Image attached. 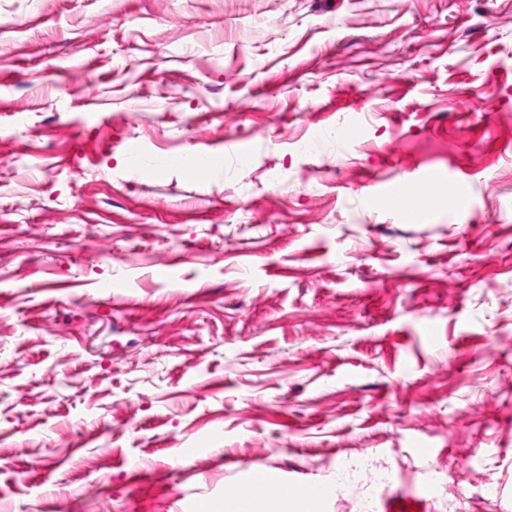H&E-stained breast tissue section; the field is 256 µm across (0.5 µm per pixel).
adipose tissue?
<instances>
[{
  "label": "adipose tissue",
  "instance_id": "adipose-tissue-1",
  "mask_svg": "<svg viewBox=\"0 0 512 512\" xmlns=\"http://www.w3.org/2000/svg\"><path fill=\"white\" fill-rule=\"evenodd\" d=\"M328 496L324 485L292 488L273 496L244 497L235 493L224 503L208 505L206 512H312L314 504Z\"/></svg>",
  "mask_w": 512,
  "mask_h": 512
}]
</instances>
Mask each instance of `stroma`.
Instances as JSON below:
<instances>
[{
  "label": "stroma",
  "instance_id": "stroma-1",
  "mask_svg": "<svg viewBox=\"0 0 512 512\" xmlns=\"http://www.w3.org/2000/svg\"><path fill=\"white\" fill-rule=\"evenodd\" d=\"M349 458L512 512V0H0V512Z\"/></svg>",
  "mask_w": 512,
  "mask_h": 512
}]
</instances>
